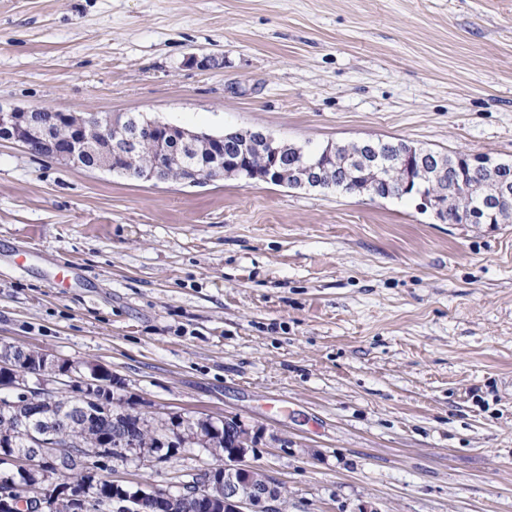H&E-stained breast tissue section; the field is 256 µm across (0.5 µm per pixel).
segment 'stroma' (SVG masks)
<instances>
[{
  "instance_id": "35a3bbf8",
  "label": "stroma",
  "mask_w": 512,
  "mask_h": 512,
  "mask_svg": "<svg viewBox=\"0 0 512 512\" xmlns=\"http://www.w3.org/2000/svg\"><path fill=\"white\" fill-rule=\"evenodd\" d=\"M0 107L512 162V0H0ZM235 420L285 512H512V223L0 140V348ZM198 448L113 477L175 489Z\"/></svg>"
}]
</instances>
